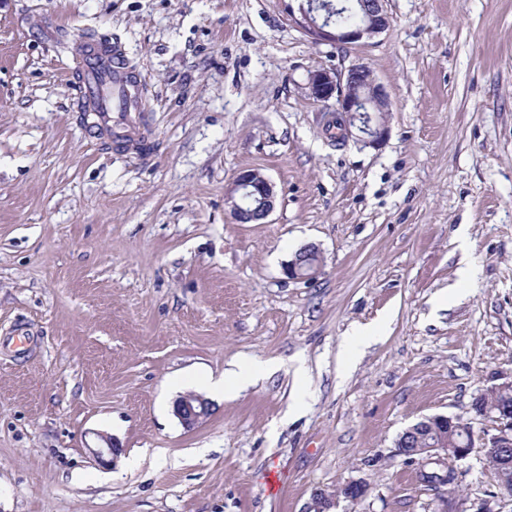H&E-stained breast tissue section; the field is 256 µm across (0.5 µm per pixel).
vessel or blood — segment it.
<instances>
[{
  "mask_svg": "<svg viewBox=\"0 0 512 512\" xmlns=\"http://www.w3.org/2000/svg\"><path fill=\"white\" fill-rule=\"evenodd\" d=\"M81 87L93 126L119 122L126 129L135 126L134 115L143 106L144 85L132 78L120 45L104 46L89 38L77 54Z\"/></svg>",
  "mask_w": 512,
  "mask_h": 512,
  "instance_id": "obj_1",
  "label": "vessel or blood"
}]
</instances>
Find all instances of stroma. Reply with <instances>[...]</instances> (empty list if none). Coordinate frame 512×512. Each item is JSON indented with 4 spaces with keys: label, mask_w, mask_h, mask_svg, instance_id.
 Returning a JSON list of instances; mask_svg holds the SVG:
<instances>
[{
    "label": "stroma",
    "mask_w": 512,
    "mask_h": 512,
    "mask_svg": "<svg viewBox=\"0 0 512 512\" xmlns=\"http://www.w3.org/2000/svg\"><path fill=\"white\" fill-rule=\"evenodd\" d=\"M303 2L0 0V512H302L350 481L337 512H475L494 490L483 452L451 493L396 443L436 414L483 440L472 401L512 379V0H387L357 45L313 43ZM95 35L144 80L141 147L82 121ZM361 62L391 102L377 147L330 140L308 89ZM249 169L263 224L226 201ZM308 244L320 274L288 278ZM236 361L276 369L208 396ZM189 392L211 408L191 430ZM227 201L237 224H263L274 208V187L258 170H244L235 177ZM383 328L369 326L353 329L343 340L342 361L346 367H351L356 361V355L367 345L375 342L383 335ZM210 411V403L201 396L188 393L175 404L174 413L182 426L193 429Z\"/></svg>",
    "instance_id": "1"
}]
</instances>
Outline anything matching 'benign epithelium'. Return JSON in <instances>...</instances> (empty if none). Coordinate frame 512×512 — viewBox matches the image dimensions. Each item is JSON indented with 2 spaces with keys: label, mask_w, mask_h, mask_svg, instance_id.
<instances>
[{
  "label": "benign epithelium",
  "mask_w": 512,
  "mask_h": 512,
  "mask_svg": "<svg viewBox=\"0 0 512 512\" xmlns=\"http://www.w3.org/2000/svg\"><path fill=\"white\" fill-rule=\"evenodd\" d=\"M362 17L354 24L341 26L322 14L320 4L307 0L301 9L300 26L316 43L355 44L384 32L390 25L385 0H360ZM310 95L318 102L335 101L336 116L346 138H354L368 146H379L389 136L390 103L384 86L364 63L351 65L346 72L332 75L316 71L309 79ZM233 219L238 224H263L274 208V187L257 170L237 174L227 195ZM320 271V252L313 245L302 248L288 262L286 274L291 279L312 281ZM210 411V403L201 396L188 393L179 398L174 413L186 429L194 428ZM457 428L456 418L448 415L426 416L406 428L400 439L407 441L423 429L432 436L431 445L423 449L434 464L446 466L469 457L476 451L474 437H462L448 448V429ZM486 447L501 450V462L512 465V408L497 412L495 432L484 440ZM337 496L322 489L314 491L303 512H333Z\"/></svg>",
  "instance_id": "7a95c632"
}]
</instances>
